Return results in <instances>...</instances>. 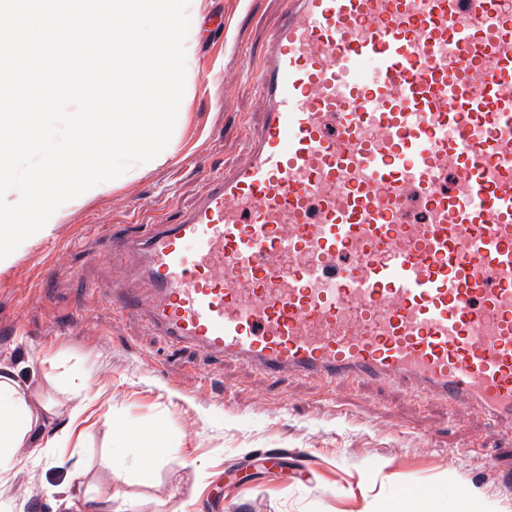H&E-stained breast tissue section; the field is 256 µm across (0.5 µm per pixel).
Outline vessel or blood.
Listing matches in <instances>:
<instances>
[{
    "mask_svg": "<svg viewBox=\"0 0 512 512\" xmlns=\"http://www.w3.org/2000/svg\"><path fill=\"white\" fill-rule=\"evenodd\" d=\"M245 159L103 285L172 350L512 435V0H284Z\"/></svg>",
    "mask_w": 512,
    "mask_h": 512,
    "instance_id": "obj_1",
    "label": "vessel or blood"
}]
</instances>
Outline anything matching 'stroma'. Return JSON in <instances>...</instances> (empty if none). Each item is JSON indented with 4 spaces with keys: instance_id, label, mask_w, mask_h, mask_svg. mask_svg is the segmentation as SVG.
<instances>
[{
    "instance_id": "1",
    "label": "stroma",
    "mask_w": 512,
    "mask_h": 512,
    "mask_svg": "<svg viewBox=\"0 0 512 512\" xmlns=\"http://www.w3.org/2000/svg\"><path fill=\"white\" fill-rule=\"evenodd\" d=\"M283 0H201L172 155L103 192L76 198L49 235L0 267V364L13 369L38 423L0 480V512H382L400 492L427 490L422 512H457L453 487H471L475 512H512V438L477 413L449 414L395 389H347L172 354L131 317L113 313L90 283L125 277L111 254L113 225L135 207L168 221L194 207L206 174L243 158L263 101L244 59L258 55ZM224 19L212 34L214 16ZM161 434L173 452L155 478L116 472ZM307 449L305 471L270 470L264 456Z\"/></svg>"
}]
</instances>
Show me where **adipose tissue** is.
Here are the masks:
<instances>
[{
	"instance_id": "ef3b65f1",
	"label": "adipose tissue",
	"mask_w": 512,
	"mask_h": 512,
	"mask_svg": "<svg viewBox=\"0 0 512 512\" xmlns=\"http://www.w3.org/2000/svg\"><path fill=\"white\" fill-rule=\"evenodd\" d=\"M36 423L12 370L0 371V473L11 462L13 448L19 447Z\"/></svg>"
}]
</instances>
